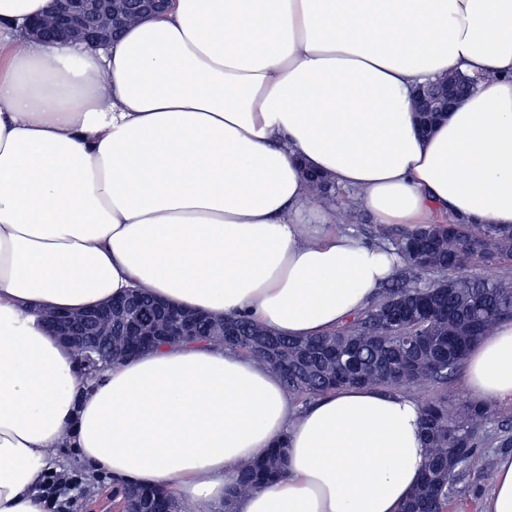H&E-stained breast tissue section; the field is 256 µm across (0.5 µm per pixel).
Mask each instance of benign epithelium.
Listing matches in <instances>:
<instances>
[{
  "label": "benign epithelium",
  "instance_id": "1",
  "mask_svg": "<svg viewBox=\"0 0 512 512\" xmlns=\"http://www.w3.org/2000/svg\"><path fill=\"white\" fill-rule=\"evenodd\" d=\"M170 0H51L46 16L29 21L27 33L54 42L64 48L76 44L87 47H105L118 38L130 20L136 16L156 17L163 14ZM470 93V86L452 79L436 80L418 87L412 98L416 115L438 112L448 116ZM130 296L81 313L56 311L49 313L45 322L49 330L73 348L85 343L88 336L112 326V306L123 304ZM200 314L185 313L162 302L157 303L156 317L149 326L138 321L127 324L129 340L124 357L146 350L156 340L180 341L196 335Z\"/></svg>",
  "mask_w": 512,
  "mask_h": 512
}]
</instances>
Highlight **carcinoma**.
Here are the masks:
<instances>
[{"label":"carcinoma","instance_id":"obj_1","mask_svg":"<svg viewBox=\"0 0 512 512\" xmlns=\"http://www.w3.org/2000/svg\"><path fill=\"white\" fill-rule=\"evenodd\" d=\"M378 235L391 241L400 262L377 299L336 329L310 338L279 336L244 316H227L232 332L202 321L188 342L220 345L267 364L302 405L346 385L422 394L428 459L400 512H448L495 409L473 401L451 409L445 388L465 365L469 349L496 325L512 321V282L476 275L480 268L512 262V226L458 221L396 232L382 225ZM126 341L121 317L115 316L112 339L93 350L117 362ZM286 443L281 438L239 471L224 512H235V498L284 474ZM134 487L164 512L178 505L161 488L123 480L116 487L121 512H127Z\"/></svg>","mask_w":512,"mask_h":512}]
</instances>
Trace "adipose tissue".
Returning <instances> with one entry per match:
<instances>
[{"label": "adipose tissue", "mask_w": 512, "mask_h": 512, "mask_svg": "<svg viewBox=\"0 0 512 512\" xmlns=\"http://www.w3.org/2000/svg\"><path fill=\"white\" fill-rule=\"evenodd\" d=\"M49 0H0V512H45L56 451L218 512L278 438L288 475L236 512H399L425 467L419 403L344 386L299 407L264 364L165 345L77 378L43 325L133 288L314 336L391 275L335 230L303 169L382 224L512 225V0H173L105 48L26 37ZM473 94L428 136L414 88ZM464 384L512 401V322Z\"/></svg>", "instance_id": "obj_1"}]
</instances>
